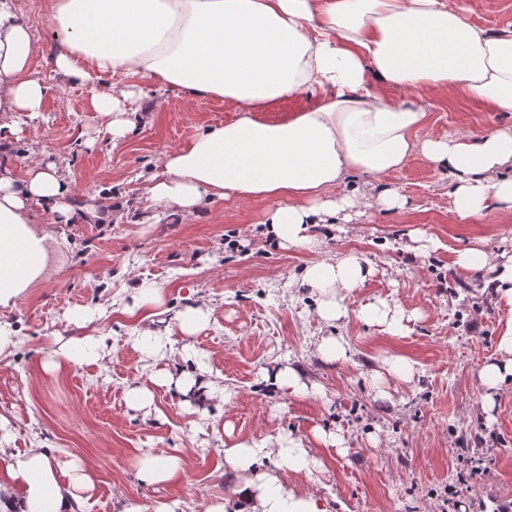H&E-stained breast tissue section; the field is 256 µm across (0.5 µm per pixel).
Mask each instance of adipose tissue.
I'll return each instance as SVG.
<instances>
[{
    "mask_svg": "<svg viewBox=\"0 0 512 512\" xmlns=\"http://www.w3.org/2000/svg\"><path fill=\"white\" fill-rule=\"evenodd\" d=\"M46 22L58 40L60 74L83 83L111 77L94 107L113 140L132 128L139 84L236 105L234 120L164 153L148 188L154 202L190 213L207 197L275 198L272 233L305 245L310 225L340 213L404 210L405 198L392 190H335L349 172L376 179L418 152L446 170L460 219L491 206L512 213V126L435 138L425 132L427 111L405 97L432 89L512 110V29L488 33L459 0H49ZM32 62L29 28L13 0H0V133H16L20 116L43 110L46 89ZM308 94L312 105L280 121L261 119L274 103ZM69 193L51 163H35L20 179L0 173V306L48 267L47 236L32 206L71 220ZM364 278L359 257L349 254L307 267L302 283L330 322L346 316L344 300ZM497 352L479 372L488 402L512 382V318ZM266 456L255 444L225 448V470L247 478L235 489L236 508L215 503L207 512H323L313 494L283 480L310 470L302 441L280 439L273 469H265ZM92 487L84 467L60 469L53 449L32 448L0 470V512H85Z\"/></svg>",
    "mask_w": 512,
    "mask_h": 512,
    "instance_id": "ef3b65f1",
    "label": "adipose tissue"
}]
</instances>
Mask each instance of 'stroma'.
<instances>
[{"label":"stroma","mask_w":512,"mask_h":512,"mask_svg":"<svg viewBox=\"0 0 512 512\" xmlns=\"http://www.w3.org/2000/svg\"><path fill=\"white\" fill-rule=\"evenodd\" d=\"M468 20L489 31L512 28V0H459ZM32 33L34 75L47 87L34 124L0 141V171L20 178L36 160L55 163L68 182L75 216L58 221L35 207L33 221L48 236L50 262L41 282L6 306L0 325L18 345L0 363V419L13 431L11 455L55 448L60 464L81 463L94 478L86 512H205L233 499L238 479L224 470V447L239 442L276 449L280 436L301 440L319 466L287 475L308 488L326 512H485L496 496L512 507V385L482 407L480 368L497 356L499 330L512 310L487 287L489 270L455 266L458 250L481 248L491 265L512 249V214L485 210L462 221L451 210L448 179L421 154L376 182L353 174L338 194L393 188L406 212L368 210L348 224L308 230L316 245H281L265 219L274 199L205 203L193 213L154 203L149 180L165 152L200 132L231 121L234 103L169 96L159 103L145 89L133 128L113 140L93 107L103 81L80 83L54 71L56 41L45 23L47 0H15ZM435 136L511 126L512 112L425 90ZM354 253L368 274L351 291L346 317L325 323L305 267ZM148 280L165 290L160 314L130 316L136 288ZM384 300L404 310L398 333L358 317ZM200 306L207 324L195 335L177 317ZM170 334L172 355L162 367L172 384L154 383L134 341ZM49 336L99 345L93 357L62 362ZM333 336L350 346L345 362L325 361L318 346ZM413 360L411 380L372 374L385 357ZM208 366L213 396L181 392L178 381ZM293 367L312 393L302 397L266 383L262 375ZM149 388L150 405L130 390ZM340 434L343 447L314 442L312 430ZM176 457L174 479L148 483L139 462Z\"/></svg>","instance_id":"35a3bbf8"}]
</instances>
